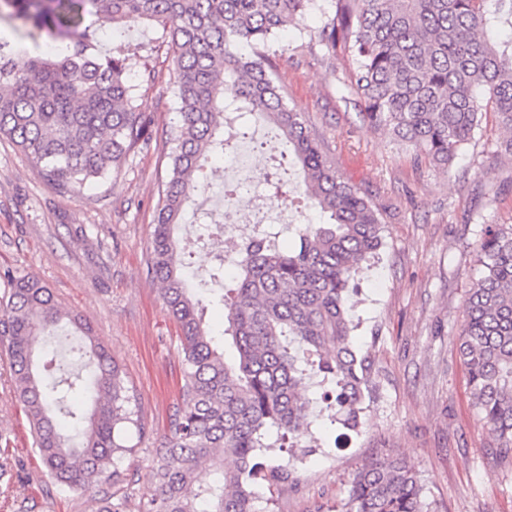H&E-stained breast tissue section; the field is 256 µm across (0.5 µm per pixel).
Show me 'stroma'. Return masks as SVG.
<instances>
[{
    "label": "stroma",
    "mask_w": 512,
    "mask_h": 512,
    "mask_svg": "<svg viewBox=\"0 0 512 512\" xmlns=\"http://www.w3.org/2000/svg\"><path fill=\"white\" fill-rule=\"evenodd\" d=\"M332 12L330 0H311L302 28L282 31L276 64L289 104L384 226L383 248L358 271L352 299L351 341L369 366V381L361 426L341 448L334 444L343 433L334 410L318 389L307 388L315 449L294 463L287 451L267 449L266 464L291 475L274 484L257 481V506L260 512H346L352 474L392 456L418 473L429 512H512V460L496 454L456 346L481 231L488 224L512 226V156L499 151L512 131L490 113L449 169L415 161L390 132L360 120L347 85V56L317 38ZM97 45L105 55L123 50L149 122V144L131 150L106 179L61 191L0 137V271L43 281L121 365L144 422L143 432L129 431L132 451L119 463L127 512H139L153 484L147 458L169 432L184 374L180 330L149 264L180 117L174 54L160 26L138 22L120 38L98 35ZM224 161L210 158L174 230L185 263L199 276L216 261L192 246L211 232L195 210L223 208ZM3 458L21 460L24 471L0 477V512H95L96 490L59 487L45 475L0 359Z\"/></svg>",
    "instance_id": "obj_1"
}]
</instances>
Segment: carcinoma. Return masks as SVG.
I'll return each mask as SVG.
<instances>
[{"label":"carcinoma","mask_w":512,"mask_h":512,"mask_svg":"<svg viewBox=\"0 0 512 512\" xmlns=\"http://www.w3.org/2000/svg\"><path fill=\"white\" fill-rule=\"evenodd\" d=\"M311 0H0V17L46 39L31 56L0 40V136L27 152L63 191L105 178L146 133L135 86L119 50L95 52L96 26L139 20L162 25L174 52L181 116L153 231L151 270L182 330L180 404L166 443L150 458L154 490L139 512H259L252 484L266 471L267 432L288 447L310 433L302 392L313 376L340 424H359L367 368L349 340L350 278L382 245L377 211L343 178L289 106L272 63L278 33L303 17ZM322 43L347 52L349 79L364 123L390 131L414 155L449 168L493 112L512 129V0H331ZM247 44L252 55L232 47ZM261 114L288 142L302 172L274 196L295 195L302 224L283 247L267 234L239 250L236 285L218 295L224 332L205 324L203 297L187 286L173 239L205 163L246 134L234 122ZM458 351L482 420L499 455L512 452V228H484ZM0 300V345L14 392L30 423L46 475L57 485L109 484L96 512H125L116 460L131 451L125 430L143 429L134 395L109 350L81 317L62 311L41 280L15 276ZM67 321L85 337L77 351L85 380L40 351V340ZM236 351L233 360L226 348ZM423 486L400 459L386 457L350 479L349 512H424Z\"/></svg>","instance_id":"1"}]
</instances>
